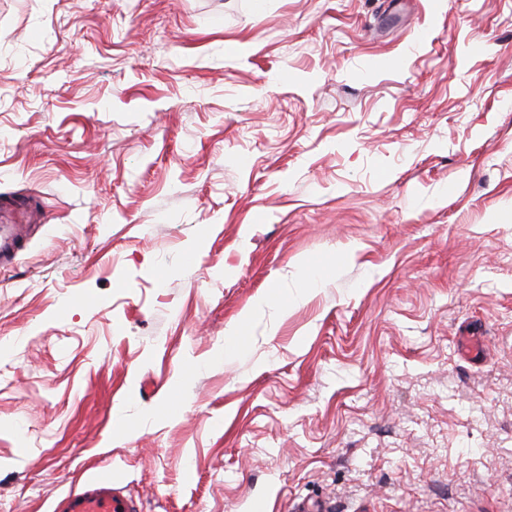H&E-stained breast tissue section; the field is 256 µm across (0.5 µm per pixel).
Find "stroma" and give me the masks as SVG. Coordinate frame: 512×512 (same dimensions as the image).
<instances>
[{
	"instance_id": "stroma-1",
	"label": "stroma",
	"mask_w": 512,
	"mask_h": 512,
	"mask_svg": "<svg viewBox=\"0 0 512 512\" xmlns=\"http://www.w3.org/2000/svg\"><path fill=\"white\" fill-rule=\"evenodd\" d=\"M2 196L0 512H512V0H0ZM39 218L36 206L29 205L25 201H2L0 205V264L2 266L12 263L17 257L23 238L27 237L31 224ZM20 218V219H19ZM52 512H140L138 503L112 481L111 473H97L60 495Z\"/></svg>"
}]
</instances>
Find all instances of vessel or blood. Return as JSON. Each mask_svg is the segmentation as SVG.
Returning a JSON list of instances; mask_svg holds the SVG:
<instances>
[{"mask_svg": "<svg viewBox=\"0 0 512 512\" xmlns=\"http://www.w3.org/2000/svg\"><path fill=\"white\" fill-rule=\"evenodd\" d=\"M39 218L35 206L23 201L0 203V264L12 263L31 222ZM53 512H140L138 503L123 493L111 474L97 473L60 495Z\"/></svg>", "mask_w": 512, "mask_h": 512, "instance_id": "vessel-or-blood-1", "label": "vessel or blood"}]
</instances>
